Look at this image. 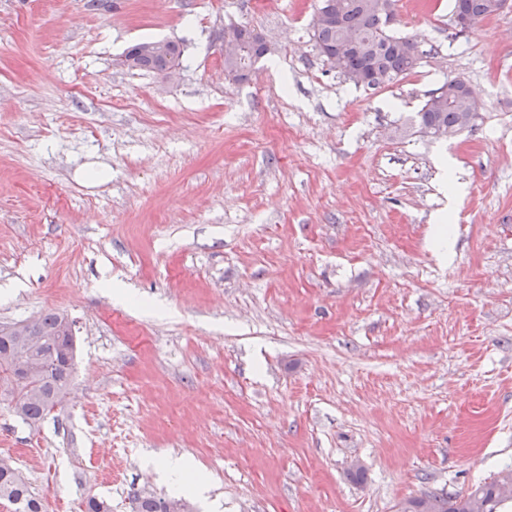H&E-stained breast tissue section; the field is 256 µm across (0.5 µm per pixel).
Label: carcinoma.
<instances>
[{"label": "carcinoma", "mask_w": 512, "mask_h": 512, "mask_svg": "<svg viewBox=\"0 0 512 512\" xmlns=\"http://www.w3.org/2000/svg\"><path fill=\"white\" fill-rule=\"evenodd\" d=\"M333 17L323 22H312L314 48L331 67L356 85L362 83L371 89L381 88L403 74L414 71L421 59L416 41L396 35L390 30V15L394 0H329ZM452 15L472 18L479 23L495 16L492 0H452ZM354 35L358 46L336 53L344 39ZM224 37L235 40L241 47L240 55L224 59V71L236 82L249 79L256 60L270 52L252 28L230 25L224 28ZM137 43L127 55L135 59L132 68L160 73L163 59L141 52ZM474 111L471 91L460 97L444 100L439 105L426 100L415 115V123L422 130H466L474 127L469 119ZM59 313L50 311L34 320L33 330L44 340L35 354L25 359L33 367L32 374L17 375L11 395L20 405V419L36 425L60 405L68 393L66 354L75 351L74 337L62 336L58 326ZM512 479V469L499 472L466 493L425 495L403 501L406 512H463L461 501L469 495L477 499V512H509L512 496L500 490L501 480ZM0 500L11 506L12 512H44L42 500L31 490L16 463L10 457L0 456ZM80 512H112L111 504L89 495L79 505ZM131 512H192L190 504L177 497H158L136 493L131 498Z\"/></svg>", "instance_id": "carcinoma-1"}]
</instances>
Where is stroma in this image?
Listing matches in <instances>:
<instances>
[{"label": "stroma", "mask_w": 512, "mask_h": 512, "mask_svg": "<svg viewBox=\"0 0 512 512\" xmlns=\"http://www.w3.org/2000/svg\"><path fill=\"white\" fill-rule=\"evenodd\" d=\"M314 3L0 0V328L58 311L76 341L54 417L0 404L47 512L177 495L167 454L211 477L193 512H396L512 468V13L460 34L395 0L421 64L373 90ZM232 24L270 42L242 82ZM152 40L177 81L123 65ZM454 76L474 128L422 134Z\"/></svg>", "instance_id": "stroma-1"}]
</instances>
